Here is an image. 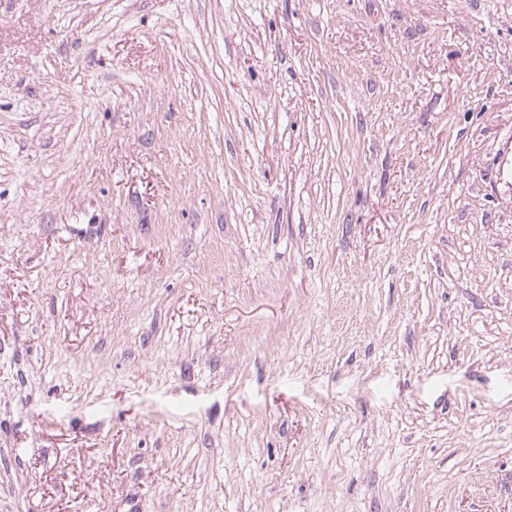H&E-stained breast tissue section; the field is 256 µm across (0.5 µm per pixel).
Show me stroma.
<instances>
[{
    "label": "stroma",
    "mask_w": 512,
    "mask_h": 512,
    "mask_svg": "<svg viewBox=\"0 0 512 512\" xmlns=\"http://www.w3.org/2000/svg\"><path fill=\"white\" fill-rule=\"evenodd\" d=\"M0 512H512V0H0Z\"/></svg>",
    "instance_id": "1"
}]
</instances>
